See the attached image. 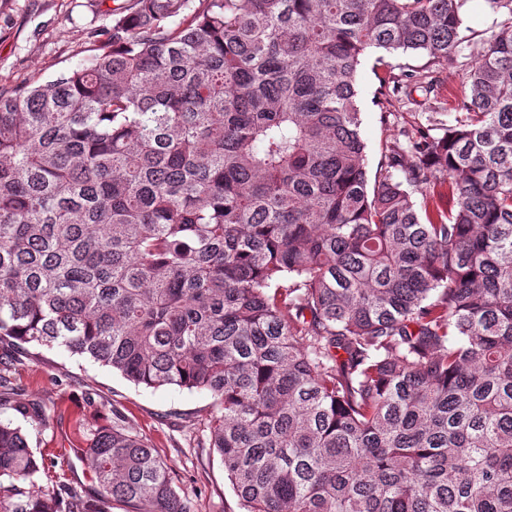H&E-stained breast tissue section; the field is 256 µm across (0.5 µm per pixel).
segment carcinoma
Segmentation results:
<instances>
[{"label": "carcinoma", "mask_w": 512, "mask_h": 512, "mask_svg": "<svg viewBox=\"0 0 512 512\" xmlns=\"http://www.w3.org/2000/svg\"><path fill=\"white\" fill-rule=\"evenodd\" d=\"M464 2L127 0L89 64L0 88V353L209 394L245 512H512V0L372 179L357 105L370 49L429 58L385 108L436 92ZM85 441L98 491L34 494L0 421V512H198L132 427ZM461 64V63H460ZM460 64L448 65L438 70V76L441 82V108L439 112L442 115H438L439 119H442L445 123L448 120H452V116H449L448 112H455L453 110L454 101L456 97H461L467 89L464 88V68Z\"/></svg>", "instance_id": "obj_1"}]
</instances>
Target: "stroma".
Here are the masks:
<instances>
[{
  "label": "stroma",
  "instance_id": "obj_1",
  "mask_svg": "<svg viewBox=\"0 0 512 512\" xmlns=\"http://www.w3.org/2000/svg\"><path fill=\"white\" fill-rule=\"evenodd\" d=\"M121 2L0 0V86L49 80L85 63L93 54L96 33L111 27L112 11ZM462 17L467 45L474 51L482 49L504 19L486 0H467ZM376 58V52H367L357 73L360 133L372 172L401 125L378 105ZM0 376L17 397L39 400L48 409V426L30 431L33 447L50 467L37 478L36 489L60 483L94 492V475L74 450L91 427L125 424L168 462L180 495L194 499L200 512H242L220 456L206 445L210 395L137 386L119 373L58 350L1 360Z\"/></svg>",
  "mask_w": 512,
  "mask_h": 512
}]
</instances>
